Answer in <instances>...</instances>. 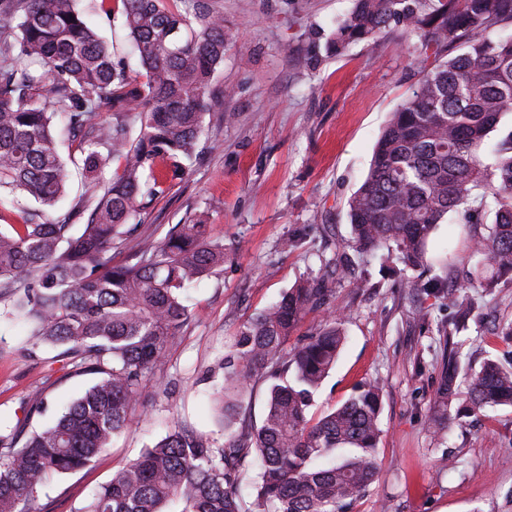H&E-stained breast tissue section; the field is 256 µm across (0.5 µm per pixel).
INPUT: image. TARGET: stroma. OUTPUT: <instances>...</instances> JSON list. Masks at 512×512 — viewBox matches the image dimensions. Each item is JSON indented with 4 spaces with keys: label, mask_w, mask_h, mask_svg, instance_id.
<instances>
[{
    "label": "stroma",
    "mask_w": 512,
    "mask_h": 512,
    "mask_svg": "<svg viewBox=\"0 0 512 512\" xmlns=\"http://www.w3.org/2000/svg\"><path fill=\"white\" fill-rule=\"evenodd\" d=\"M352 0H213L235 35L214 82L202 155L191 171L137 216L129 245L160 239L169 225L197 221L224 242V264L187 292L193 317L154 380L147 415L115 437L94 465L54 480L51 512L89 501L115 470L174 423L223 438L214 390L219 361L239 328L293 285L326 277V302L289 337L301 344L330 313L346 317V341L309 409L319 419L358 385H384L374 483L351 512H512V408L447 415L439 399L448 342L472 369L512 363V284L494 288L460 332L455 312L433 291L404 288L382 252L353 257L342 275L324 262L350 241L346 204L364 180L389 115L418 87L426 64L418 37L392 24L341 54L327 42ZM473 225L446 216L431 239L437 261L427 280L468 266ZM291 248H283L284 240ZM28 326L0 321V423L15 425L43 390L48 414L94 377L53 353H30ZM445 418L434 433L430 420Z\"/></svg>",
    "instance_id": "stroma-1"
}]
</instances>
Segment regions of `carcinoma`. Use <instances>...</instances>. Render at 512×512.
<instances>
[{"instance_id": "cac0c4a2", "label": "carcinoma", "mask_w": 512, "mask_h": 512, "mask_svg": "<svg viewBox=\"0 0 512 512\" xmlns=\"http://www.w3.org/2000/svg\"><path fill=\"white\" fill-rule=\"evenodd\" d=\"M80 0H0V194L23 193L19 223L0 224V315L28 322L27 346L98 380L49 425L0 427V512H48L51 480L91 466L129 426L150 395L191 313L183 291L224 265V243L208 225H172L143 241L133 260L112 249L131 221L165 193L199 156L213 81L231 34L211 0H120L140 70L132 74L85 19ZM393 21L421 35L425 57L464 41L465 52L430 68L382 132L369 172L349 198L351 245L384 249L406 267L429 266V240L448 213L465 224L492 222L472 235L470 269L459 285L428 287L466 317L483 294L512 283V131L491 161L483 147L512 116V34L488 33L512 22V0H354L329 48L373 39ZM108 119L100 120L102 113ZM62 135L76 144L63 157ZM86 193L55 220L44 211L67 191L68 164ZM116 164L100 186L105 168ZM89 212L86 223L75 220ZM321 283L305 281L245 323L224 350L216 405L224 442L177 424L117 469L73 512H349L376 476L383 387L360 385L317 422L315 392L344 344L345 316H326L305 342L284 352L306 313L324 304ZM462 370L448 356L440 393L455 396ZM272 379L259 425L233 423L255 376ZM468 410L512 406V367L487 360L470 373ZM258 464L252 506L239 495L248 457Z\"/></svg>"}]
</instances>
